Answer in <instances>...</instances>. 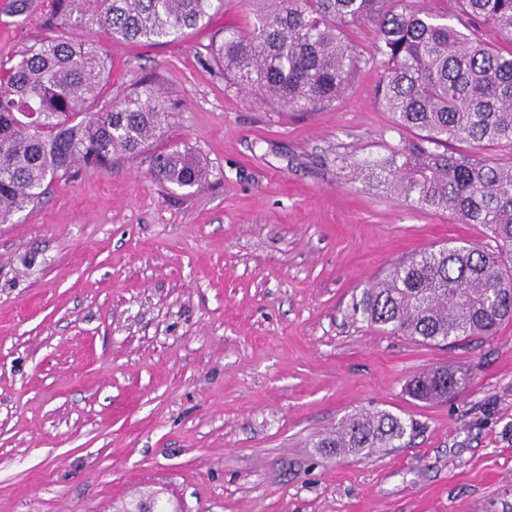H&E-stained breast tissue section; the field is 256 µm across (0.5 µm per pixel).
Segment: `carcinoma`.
<instances>
[{
    "label": "carcinoma",
    "instance_id": "carcinoma-1",
    "mask_svg": "<svg viewBox=\"0 0 512 512\" xmlns=\"http://www.w3.org/2000/svg\"><path fill=\"white\" fill-rule=\"evenodd\" d=\"M253 26L218 33L207 51L232 85L279 112H313L336 101L358 64L380 71L377 95L420 141L360 164L354 179L409 206L478 224L496 242L420 251L352 298L349 318L423 343L490 336L512 320V164L491 165L453 147H512V50L491 47L487 29L512 37V0H460L448 21L414 0H258ZM223 0H52L49 29L73 23L146 45L203 24ZM373 25L377 41L357 54L346 28ZM111 62L96 47L44 38L0 61V224L37 203L47 181L78 165L112 170L114 156L143 158L158 180L203 184L194 153L146 154L171 118L157 78L114 102L104 95ZM468 371L446 366L415 379L409 396L429 403L458 394ZM407 426L386 411L341 420L319 444L347 457L393 448Z\"/></svg>",
    "mask_w": 512,
    "mask_h": 512
}]
</instances>
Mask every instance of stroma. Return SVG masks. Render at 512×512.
Wrapping results in <instances>:
<instances>
[{"mask_svg": "<svg viewBox=\"0 0 512 512\" xmlns=\"http://www.w3.org/2000/svg\"><path fill=\"white\" fill-rule=\"evenodd\" d=\"M0 0V60L37 40L98 46L113 94L158 75L172 107L149 152L186 148L202 187L140 159L79 168L0 224V512H512V322L449 347L351 323L352 295L413 253L485 231L355 181L352 167L414 141L361 66L344 96L276 112L207 61L246 29L224 0L179 40L44 28ZM349 166L337 169L335 158ZM469 368L454 399L406 392ZM413 423L396 448H321L346 416Z\"/></svg>", "mask_w": 512, "mask_h": 512, "instance_id": "35a3bbf8", "label": "stroma"}]
</instances>
